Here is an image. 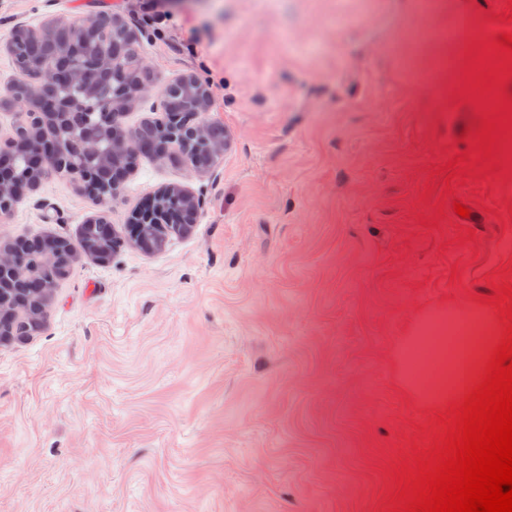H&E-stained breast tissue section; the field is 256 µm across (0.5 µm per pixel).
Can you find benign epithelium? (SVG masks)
I'll return each mask as SVG.
<instances>
[{"label": "benign epithelium", "mask_w": 512, "mask_h": 512, "mask_svg": "<svg viewBox=\"0 0 512 512\" xmlns=\"http://www.w3.org/2000/svg\"><path fill=\"white\" fill-rule=\"evenodd\" d=\"M22 78L10 84L9 94L0 99V105L22 107L15 113L14 124L29 116H44L47 127L34 136L20 140L14 132H0V182L8 175L7 186H0L18 203L28 192L35 189L37 177L28 173L14 174L15 159L21 155L30 156V161L42 164L44 175H63L92 191V198L99 206H106L120 189V182L104 181V172L112 168L120 174L133 171L140 157L142 146L132 137L115 138L112 130L121 125L133 99L129 87L119 90L105 86L98 74L123 70L116 56H100L95 62L72 55L65 71L58 73L44 65L38 57L18 61ZM199 101L188 104L185 113H178L161 106L167 113L158 125L175 131L189 122L193 127L195 147L211 149V162H216L224 150V143L213 140L218 125L206 118L211 105L209 87H201ZM154 153L178 165H190L187 148L170 135L152 146ZM162 196L170 199L175 208V221L186 224L190 232L196 223L201 198L181 188L163 190L141 208L130 224V233L137 242L141 241L144 226L142 218L151 213L155 202ZM41 255L42 266L51 272H61L72 265L80 250L91 251L98 261L111 259V251L86 240L76 246L61 238L43 235ZM31 270L25 252L19 248H0V276L16 282L25 279ZM27 304L22 301L0 305V319L8 321L25 315Z\"/></svg>", "instance_id": "1"}]
</instances>
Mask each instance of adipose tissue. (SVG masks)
Segmentation results:
<instances>
[{
  "label": "adipose tissue",
  "instance_id": "1",
  "mask_svg": "<svg viewBox=\"0 0 512 512\" xmlns=\"http://www.w3.org/2000/svg\"><path fill=\"white\" fill-rule=\"evenodd\" d=\"M460 317L467 318L482 339L479 356L465 364V368L470 374V384L480 383L485 367L498 343L499 327L497 323L473 308L439 309L419 316L413 323L409 335L401 343L400 378L414 395L425 394L423 384L416 381L408 372L414 352L418 348L431 345L434 336L450 335L455 320Z\"/></svg>",
  "mask_w": 512,
  "mask_h": 512
}]
</instances>
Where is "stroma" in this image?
Here are the masks:
<instances>
[{
	"label": "stroma",
	"instance_id": "35a3bbf8",
	"mask_svg": "<svg viewBox=\"0 0 512 512\" xmlns=\"http://www.w3.org/2000/svg\"><path fill=\"white\" fill-rule=\"evenodd\" d=\"M436 2L0 0V90L16 28L116 16L153 82L125 128L193 75L224 129L204 171L140 157L111 261L78 254L44 331L0 345V512H386L447 410L400 384L402 339L440 307L499 318L484 298L512 284V180L438 172L479 123L464 54L512 32L507 0ZM168 186L203 204L148 254L127 226ZM95 212L49 175L0 241L74 240Z\"/></svg>",
	"mask_w": 512,
	"mask_h": 512
}]
</instances>
